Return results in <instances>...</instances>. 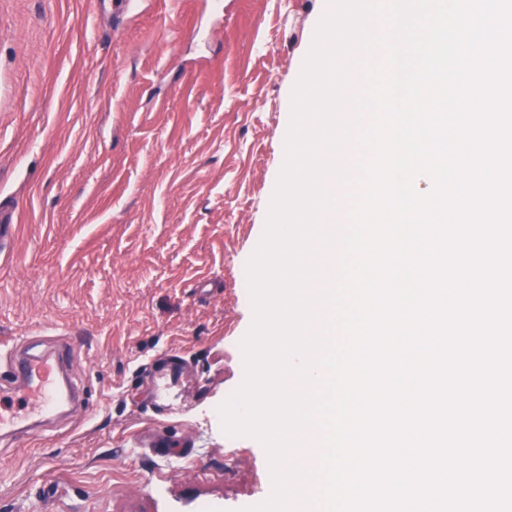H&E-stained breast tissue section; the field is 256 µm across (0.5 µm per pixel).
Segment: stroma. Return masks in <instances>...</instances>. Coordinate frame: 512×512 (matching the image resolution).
<instances>
[{"label": "stroma", "instance_id": "1", "mask_svg": "<svg viewBox=\"0 0 512 512\" xmlns=\"http://www.w3.org/2000/svg\"><path fill=\"white\" fill-rule=\"evenodd\" d=\"M325 3L0 0V343L70 336L87 411L0 439V512L269 497L263 446L217 408L244 376L246 263Z\"/></svg>", "mask_w": 512, "mask_h": 512}]
</instances>
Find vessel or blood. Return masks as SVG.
<instances>
[{
  "label": "vessel or blood",
  "mask_w": 512,
  "mask_h": 512,
  "mask_svg": "<svg viewBox=\"0 0 512 512\" xmlns=\"http://www.w3.org/2000/svg\"><path fill=\"white\" fill-rule=\"evenodd\" d=\"M70 339H62L48 354H35L25 346L0 347V391L26 403L25 414L0 410V435H18L36 430L44 423L82 410V394L67 376L73 357Z\"/></svg>",
  "instance_id": "vessel-or-blood-1"
}]
</instances>
